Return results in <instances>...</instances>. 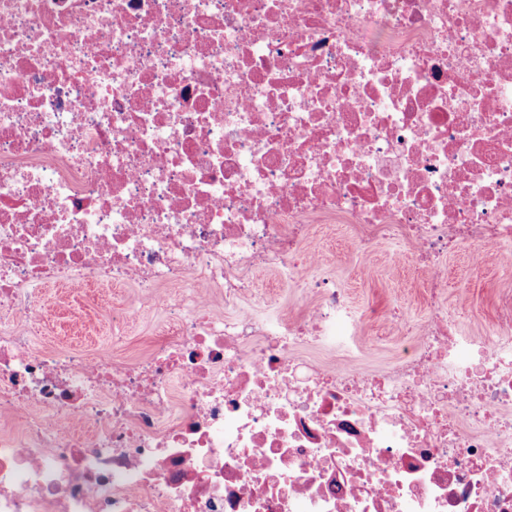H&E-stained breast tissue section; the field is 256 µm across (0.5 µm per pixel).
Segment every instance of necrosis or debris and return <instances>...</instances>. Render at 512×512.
Segmentation results:
<instances>
[{
	"label": "necrosis or debris",
	"instance_id": "obj_1",
	"mask_svg": "<svg viewBox=\"0 0 512 512\" xmlns=\"http://www.w3.org/2000/svg\"><path fill=\"white\" fill-rule=\"evenodd\" d=\"M316 224L425 279L384 372L296 354L380 314ZM457 252L512 272V0H0V321L180 310L135 364L0 333V512H512V290L459 336ZM266 269L316 304L224 322Z\"/></svg>",
	"mask_w": 512,
	"mask_h": 512
}]
</instances>
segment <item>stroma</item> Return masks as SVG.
Here are the masks:
<instances>
[{"label": "stroma", "mask_w": 512, "mask_h": 512, "mask_svg": "<svg viewBox=\"0 0 512 512\" xmlns=\"http://www.w3.org/2000/svg\"><path fill=\"white\" fill-rule=\"evenodd\" d=\"M315 231L322 241L324 271L344 288L355 308L362 310L377 305L401 311L412 322L424 319L425 291L415 269L404 267L394 279L387 273L393 254L391 247L379 245L372 257L363 262L348 250L344 225L319 224ZM447 264V310L457 318L464 335H477L491 323L496 288L512 280L491 261L475 266L466 256L452 255ZM255 286L258 298L245 297L231 305L218 300L214 303L215 310L227 319L277 312L297 317L314 301L312 294L293 288L272 271L257 275ZM100 293L108 303L97 308L84 300L80 287L36 286L32 296L44 308V323L34 338L35 346L52 351L67 348L92 351L105 344L112 334L113 309L136 297L137 290L128 283L101 288ZM171 321L168 311L145 307L128 323L122 343L112 349L113 355L130 362L146 359L154 339L164 334ZM342 332L335 349L310 348L303 350V357L319 364H336L353 356L367 367L381 369L392 365L412 343L411 337L384 321L364 328L346 326Z\"/></svg>", "instance_id": "stroma-1"}]
</instances>
